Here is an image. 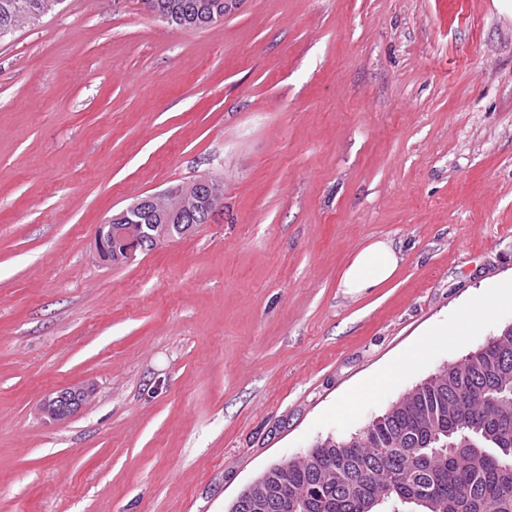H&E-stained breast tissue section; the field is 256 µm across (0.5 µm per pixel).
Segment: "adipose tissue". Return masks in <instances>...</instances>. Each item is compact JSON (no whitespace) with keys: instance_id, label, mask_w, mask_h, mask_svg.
<instances>
[{"instance_id":"adipose-tissue-1","label":"adipose tissue","mask_w":512,"mask_h":512,"mask_svg":"<svg viewBox=\"0 0 512 512\" xmlns=\"http://www.w3.org/2000/svg\"><path fill=\"white\" fill-rule=\"evenodd\" d=\"M402 260L392 240L373 241L359 248L347 263L339 286L344 294L359 295L390 281Z\"/></svg>"}]
</instances>
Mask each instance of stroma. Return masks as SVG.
I'll list each match as a JSON object with an SVG mask.
<instances>
[{
  "label": "stroma",
  "instance_id": "35a3bbf8",
  "mask_svg": "<svg viewBox=\"0 0 512 512\" xmlns=\"http://www.w3.org/2000/svg\"><path fill=\"white\" fill-rule=\"evenodd\" d=\"M205 175L215 221L98 258L113 211ZM384 238L395 276L343 294ZM504 286L505 0H239L191 31L63 0L0 40V512H227L512 325ZM402 261L392 240H375L359 248L347 263L339 286L346 295H359L390 281ZM403 364H392L378 371L374 376L367 380L363 386L347 397L340 405L336 407L337 416L349 414L353 404L363 395L374 393L383 384L392 380L402 368Z\"/></svg>",
  "mask_w": 512,
  "mask_h": 512
}]
</instances>
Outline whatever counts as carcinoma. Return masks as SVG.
Returning a JSON list of instances; mask_svg holds the SVG:
<instances>
[{
	"label": "carcinoma",
	"instance_id": "1",
	"mask_svg": "<svg viewBox=\"0 0 512 512\" xmlns=\"http://www.w3.org/2000/svg\"><path fill=\"white\" fill-rule=\"evenodd\" d=\"M43 0H0V30L29 22ZM176 29L224 20L236 0H144ZM150 205L154 233L181 238L186 218L221 184L197 180ZM270 512H512V326L448 364L364 429L327 438L269 467Z\"/></svg>",
	"mask_w": 512,
	"mask_h": 512
}]
</instances>
